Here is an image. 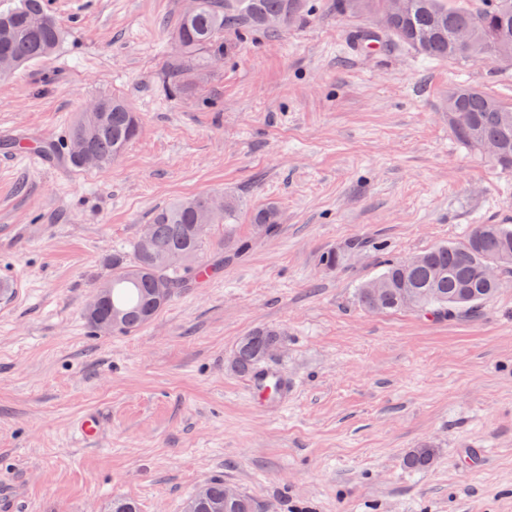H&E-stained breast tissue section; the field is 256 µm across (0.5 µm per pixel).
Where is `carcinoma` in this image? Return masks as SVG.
Returning <instances> with one entry per match:
<instances>
[{
  "label": "carcinoma",
  "instance_id": "1",
  "mask_svg": "<svg viewBox=\"0 0 512 512\" xmlns=\"http://www.w3.org/2000/svg\"><path fill=\"white\" fill-rule=\"evenodd\" d=\"M360 7L385 17V33L395 42L418 54L442 60L478 61L493 57L512 65V0H489L481 6L456 5L451 0H407L405 11L385 16L386 0H356ZM307 0H199L192 14H182L173 30L178 59L170 67L171 88L180 89L192 72L215 63L224 56V38L262 30L276 36L301 19ZM472 33L469 45L461 46L456 31ZM64 40V31L47 11L45 0H14L0 11V61L6 74L54 54ZM100 109L77 116L70 130L63 156L74 169L86 166L72 153L74 143L97 158L98 168L112 164L137 137L131 104L110 93L98 96ZM445 112L456 139L481 152L492 143L498 153L491 163L512 171V105L505 104L468 86L448 89ZM211 205V195L203 194L167 204L152 214L143 229L148 241L138 238L132 258L112 256V278L104 285L109 300L97 313L86 312L92 324L108 320L112 312L125 315L112 331L131 333L149 323L168 303L158 299L159 281L169 285V297L197 282L203 274L217 269L202 264L207 248L206 230L198 228L202 213ZM240 201L224 193V213L215 224H234ZM278 224L275 207L254 212L253 227L269 235ZM495 264L502 275H512V227L507 224H478L459 243L441 245L408 259H389L384 271L359 288L358 300L368 312L411 310L425 316L451 317L470 312L498 291L483 276V269ZM282 342L281 332L271 326L258 327L242 337L234 351L231 367L249 374L262 366L271 350ZM436 449L423 445L410 450L405 465L424 471L432 464ZM224 480L213 478L185 503L193 512H260L259 504L239 493L225 498Z\"/></svg>",
  "mask_w": 512,
  "mask_h": 512
}]
</instances>
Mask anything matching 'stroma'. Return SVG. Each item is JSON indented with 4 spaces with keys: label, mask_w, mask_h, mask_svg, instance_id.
I'll return each mask as SVG.
<instances>
[{
    "label": "stroma",
    "mask_w": 512,
    "mask_h": 512,
    "mask_svg": "<svg viewBox=\"0 0 512 512\" xmlns=\"http://www.w3.org/2000/svg\"><path fill=\"white\" fill-rule=\"evenodd\" d=\"M65 28L50 59L0 79V512H182L223 479L262 512H512V284L453 318L370 313L356 293L387 259L512 225V171L462 146L449 86L512 102V67L369 48L366 12L310 0L280 36L227 43L172 94L171 30L186 0H47ZM104 92L139 136L87 173L34 157ZM240 196L226 233L251 239L147 326L104 334L84 309L112 255L152 213L199 193ZM279 222L253 233L249 213ZM336 252V267L323 266ZM278 327L266 366L287 402L264 407L233 372L238 342ZM102 416L95 445L70 428ZM438 450L425 471L406 453Z\"/></svg>",
    "instance_id": "35a3bbf8"
}]
</instances>
